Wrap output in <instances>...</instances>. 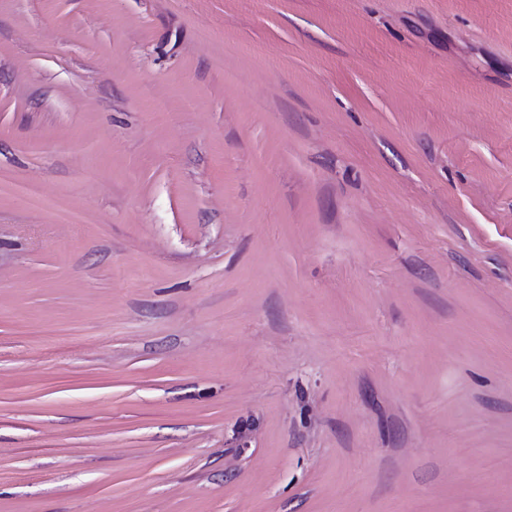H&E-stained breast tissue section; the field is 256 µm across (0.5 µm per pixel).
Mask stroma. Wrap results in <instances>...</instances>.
<instances>
[{"mask_svg": "<svg viewBox=\"0 0 512 512\" xmlns=\"http://www.w3.org/2000/svg\"><path fill=\"white\" fill-rule=\"evenodd\" d=\"M0 512H512V0H0Z\"/></svg>", "mask_w": 512, "mask_h": 512, "instance_id": "stroma-1", "label": "stroma"}]
</instances>
